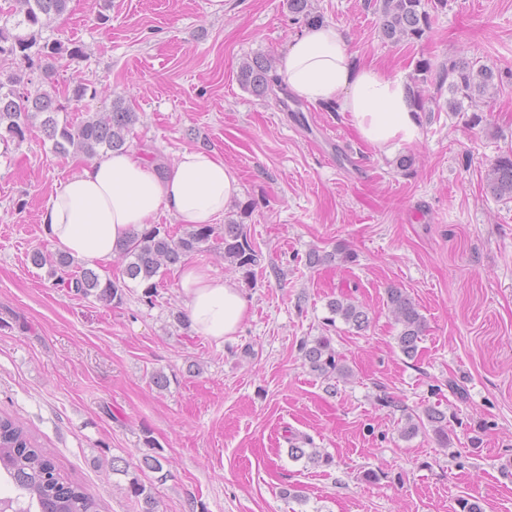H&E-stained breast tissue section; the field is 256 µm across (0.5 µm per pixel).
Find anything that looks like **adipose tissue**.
<instances>
[{"instance_id":"ef3b65f1","label":"adipose tissue","mask_w":512,"mask_h":512,"mask_svg":"<svg viewBox=\"0 0 512 512\" xmlns=\"http://www.w3.org/2000/svg\"><path fill=\"white\" fill-rule=\"evenodd\" d=\"M277 73L297 97L348 114L360 138L375 147L419 137L404 81L357 65L334 25L321 23L292 39ZM240 190L237 173L212 151L184 149L161 175L135 151L112 152L74 169L45 203L41 224L55 250L106 266L147 218L162 212L187 226L211 224ZM178 286L198 334L220 342L238 331L247 301L233 280L189 263Z\"/></svg>"}]
</instances>
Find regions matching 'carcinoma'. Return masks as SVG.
<instances>
[{
  "mask_svg": "<svg viewBox=\"0 0 512 512\" xmlns=\"http://www.w3.org/2000/svg\"><path fill=\"white\" fill-rule=\"evenodd\" d=\"M68 0H9L7 10L0 9V57L20 56L30 65L40 61L42 81L35 88L21 76L10 74L0 79V140L25 139L33 122L53 142V149L62 156L80 155L97 157L109 150L130 147V133L138 120L137 113L117 97L112 101V110L107 115L93 111L98 98L95 86L78 82L69 91L65 100L74 103L84 116L79 121L59 120V114L68 112V106L58 100L53 85L55 59L68 56L72 59L83 54L82 45L64 44L59 39L44 36L52 22L63 15ZM379 14L382 37L391 42L420 41L431 28V14L427 0H375ZM288 10L307 23L318 22L321 15L315 11L312 0H288ZM432 71V64L423 59L416 64V77L408 86V92L416 107L422 106L424 84ZM448 78V111L476 112L479 103L494 98L502 85V75L489 66L478 68L467 62L451 61L444 70ZM238 81L241 87L258 96H267L279 85L273 70L272 60L255 56L242 62ZM486 190L498 199H512V154L498 156L488 167L484 176ZM222 240L224 261L228 266L250 278L260 265V254L245 231V224L231 220L224 225V236L217 235L210 224L194 226L180 235H174L165 224H146L133 232L124 245L126 260L123 275L144 286L142 297L147 302L157 293L164 271L184 262L201 251L202 245L211 239ZM352 255L343 247L331 252L309 254L311 265L348 262ZM31 262L42 267L48 265L51 272L63 273L60 281L73 294L110 304L121 300L126 283L108 279L101 281L92 269H73L74 260L66 255L48 256L40 250L31 254ZM387 306L395 322L401 326L397 342L408 359L416 357L418 344L426 329L425 319L416 305L402 289H387ZM331 314L329 322L341 317L346 323L361 330L368 324L366 312L346 299H335L328 303ZM300 352L311 372L327 383L330 390L336 389V378H347L348 369L336 360V351L327 336H318L311 341H302ZM430 429L441 447L451 443L448 434V415L436 408L428 407L423 415H409L401 434L411 437ZM288 454L294 459L305 458L313 464L328 465L330 457L316 449L308 450L296 442H290ZM169 465L162 454H146L139 461L138 470L160 473ZM0 470L27 500L26 508L20 512H98V504L78 484L61 474L45 453L32 444L24 427L10 416H0ZM127 494L134 500L136 512H157L158 502L141 480L134 476L127 485Z\"/></svg>",
  "mask_w": 512,
  "mask_h": 512,
  "instance_id": "obj_1",
  "label": "carcinoma"
}]
</instances>
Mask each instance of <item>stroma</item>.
<instances>
[{"label":"stroma","mask_w":512,"mask_h":512,"mask_svg":"<svg viewBox=\"0 0 512 512\" xmlns=\"http://www.w3.org/2000/svg\"><path fill=\"white\" fill-rule=\"evenodd\" d=\"M223 2L69 0L52 35L84 55L56 61L54 82L95 83L100 113L124 97L139 116L132 149L157 162L204 147L236 170L242 197L215 226L243 222L261 264L245 279L216 240L192 260L238 284L240 329L219 343L176 322L186 305L173 269L153 304L132 281L106 305L35 267L33 250H53L41 208L71 167L33 128L0 145V414L99 512H134L112 462L136 468L149 438L170 461L167 478L141 476L158 512H459L462 498L512 512V200L484 186L512 152V81L474 126L449 112L439 79L452 60L512 74V0H448L426 39L398 44L369 0H314L358 64L407 82L419 60L432 64L419 139L382 149L332 105L244 91L240 62L281 60L305 24L287 0ZM339 245L352 261L308 266ZM392 284L427 321L412 360L386 305ZM343 297L367 312L364 330L327 325ZM323 335L351 372L332 392L299 351ZM429 406L448 413V447L429 431L400 435ZM293 434L331 464L290 458ZM289 486L299 498L283 496Z\"/></svg>","instance_id":"obj_1"}]
</instances>
